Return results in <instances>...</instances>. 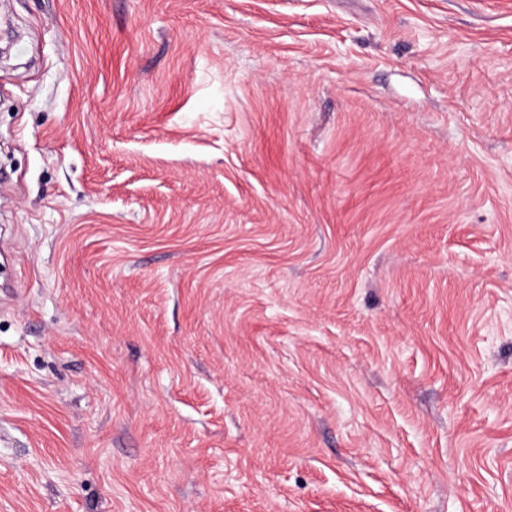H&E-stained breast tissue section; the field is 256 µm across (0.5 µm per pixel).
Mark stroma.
<instances>
[{
    "mask_svg": "<svg viewBox=\"0 0 512 512\" xmlns=\"http://www.w3.org/2000/svg\"><path fill=\"white\" fill-rule=\"evenodd\" d=\"M0 46V512H512V0Z\"/></svg>",
    "mask_w": 512,
    "mask_h": 512,
    "instance_id": "obj_1",
    "label": "stroma"
}]
</instances>
